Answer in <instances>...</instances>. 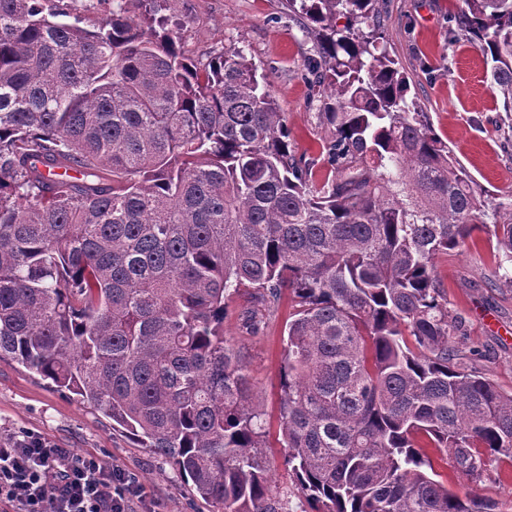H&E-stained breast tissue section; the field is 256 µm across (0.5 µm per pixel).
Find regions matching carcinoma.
Here are the masks:
<instances>
[{"label": "carcinoma", "instance_id": "1", "mask_svg": "<svg viewBox=\"0 0 512 512\" xmlns=\"http://www.w3.org/2000/svg\"><path fill=\"white\" fill-rule=\"evenodd\" d=\"M44 2L0 0V359L101 411L216 512H285L224 310L289 290L283 447L318 512H512L433 478L418 441L474 484L512 460V394L459 361L435 265L484 229L512 263V202L408 96L385 0H286L326 129L308 158L243 52L185 58L155 0L96 31ZM459 36L512 112V0H464Z\"/></svg>", "mask_w": 512, "mask_h": 512}]
</instances>
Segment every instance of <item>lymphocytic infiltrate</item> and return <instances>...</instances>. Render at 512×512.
<instances>
[{"label": "lymphocytic infiltrate", "mask_w": 512, "mask_h": 512, "mask_svg": "<svg viewBox=\"0 0 512 512\" xmlns=\"http://www.w3.org/2000/svg\"><path fill=\"white\" fill-rule=\"evenodd\" d=\"M137 481L26 434L0 445V502L15 512H126Z\"/></svg>", "instance_id": "f902f5d3"}]
</instances>
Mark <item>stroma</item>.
Masks as SVG:
<instances>
[{"label":"stroma","mask_w":512,"mask_h":512,"mask_svg":"<svg viewBox=\"0 0 512 512\" xmlns=\"http://www.w3.org/2000/svg\"><path fill=\"white\" fill-rule=\"evenodd\" d=\"M461 0H387L385 29L390 50L408 73L411 90L453 157L498 202L512 201V112L485 79L480 51L466 40L448 39V15ZM55 11L96 29L109 18L114 0H48ZM164 15L180 22L181 50L201 61L241 50L268 74L270 90L284 112L293 149L315 156L325 134L309 105L301 73L313 47L289 18L285 0H164ZM495 244L486 232H474L464 247L438 256V275L448 306L461 315L464 333L455 337L465 360L512 393V287L493 285ZM248 293L225 302L224 336L240 355L265 414L266 437L257 455L274 497L287 500L288 512H312L305 492L290 476L279 421L280 367L288 322L295 306L282 295L274 311H259L260 329L249 333L243 314L252 308ZM30 433L138 477L140 496L130 512H211L190 483L172 466L110 419L72 395L54 390L47 380L17 362L0 359V441Z\"/></svg>","instance_id":"obj_1"}]
</instances>
